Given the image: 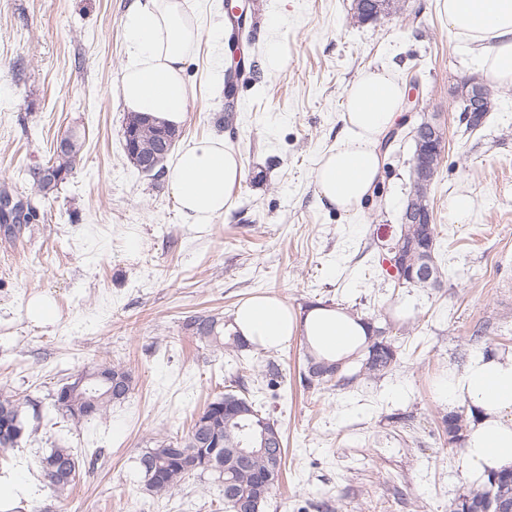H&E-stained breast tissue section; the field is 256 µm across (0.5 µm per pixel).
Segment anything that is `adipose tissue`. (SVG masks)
Instances as JSON below:
<instances>
[{
	"instance_id": "ef3b65f1",
	"label": "adipose tissue",
	"mask_w": 512,
	"mask_h": 512,
	"mask_svg": "<svg viewBox=\"0 0 512 512\" xmlns=\"http://www.w3.org/2000/svg\"><path fill=\"white\" fill-rule=\"evenodd\" d=\"M448 30L480 51L485 75L512 84V0H445ZM128 61L118 83L127 111L177 127L186 119L194 91L185 77L200 39L186 0H132L124 18ZM405 86L387 69L363 72L346 93L344 136L325 153L314 174L321 206L354 210L378 183L380 143L402 116ZM244 176L233 148L217 138L184 146L166 174L176 207L186 223L209 224L227 208ZM234 323L250 344L279 348L296 336L312 351L341 362L365 345V320L327 305L295 311L280 298L259 295L237 306ZM449 410L466 404L463 469L470 479L488 480L512 471V350L477 353L448 373L442 385Z\"/></svg>"
}]
</instances>
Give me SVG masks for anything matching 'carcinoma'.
<instances>
[{
  "instance_id": "obj_1",
  "label": "carcinoma",
  "mask_w": 512,
  "mask_h": 512,
  "mask_svg": "<svg viewBox=\"0 0 512 512\" xmlns=\"http://www.w3.org/2000/svg\"><path fill=\"white\" fill-rule=\"evenodd\" d=\"M494 102H489L481 112H469L466 130L477 131L484 124L488 112L492 111ZM133 131L140 145L151 144L164 133L163 125H145L137 114H127L123 131ZM70 147L67 152L54 155L53 167L68 177L75 169L84 143L76 135H68ZM41 166L24 169L36 190V194L46 197L57 190L63 180L55 183L42 182ZM432 181L412 175L407 197L413 199L420 209H430V187ZM437 225L402 224L395 243L402 245L405 261L404 272L408 277L403 284L416 288H442L445 285V273L438 262ZM424 265L433 270L430 280L417 276V271ZM186 327L192 329L193 335L200 341L216 349L237 351L250 349L242 336L232 330V321H226L214 315H197L191 317ZM305 371L301 375V384L305 388L321 386L332 381L344 386L360 376L375 378L392 372L400 365L399 347L383 331L375 328L368 337L366 345L351 358L357 371L347 376L344 363H328L317 359L310 348L305 346ZM112 377L123 383V388L109 393V386L99 381L85 382L80 393L69 397L66 386L58 388L54 395L53 409L61 416L76 424L102 418L107 415L115 403L128 398L134 390L131 372L120 364L110 367ZM258 375L269 390L279 386L282 370L279 364L269 359L260 365ZM34 402L12 391L0 390V453H6L17 447L22 439L32 434L25 418V408ZM448 444L456 446L462 441L466 426L463 413L455 410L442 418ZM276 429L278 437H283L281 427L276 419L262 413L255 401L232 389L216 395L194 414L193 424L188 433L180 438L159 436L153 439V446L141 450L138 468L143 474L145 490L163 497L175 490L180 483L192 474L210 473L216 476L219 497L229 494L237 501L253 505L251 512H263L268 499L279 485L284 465L285 451L273 449L257 451L249 466L226 464L224 449L245 448L252 441L261 440L263 433ZM44 480L61 498L73 487L80 470L79 455L73 449L59 446L51 449L40 460ZM264 475L269 482L261 483L258 477ZM512 504V478L500 477L488 480L482 489L471 491L466 495L470 500V512H484L487 495Z\"/></svg>"
}]
</instances>
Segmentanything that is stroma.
<instances>
[{"label":"stroma","instance_id":"stroma-1","mask_svg":"<svg viewBox=\"0 0 512 512\" xmlns=\"http://www.w3.org/2000/svg\"><path fill=\"white\" fill-rule=\"evenodd\" d=\"M187 2L202 39L186 67L195 95L180 140L224 138L245 170L209 224L184 223L165 176L140 173L124 152L116 84L130 0H0V195L33 194L21 168L46 164L69 133L84 141L38 217L0 234V388L33 400L25 416L35 429L0 456V485L11 490L0 512H225L207 473L149 495L137 457L156 434L185 435L193 412L237 377L284 435V479L265 512H451L475 484L461 447L445 439L440 387L475 352L512 348V85H494L488 120L467 134L452 89L483 73L449 33L442 0H404L401 13L372 24L354 19L353 0H249L251 33L236 41L223 35L224 0ZM382 66L420 80V107H405L399 131L424 112L445 131L430 205L454 276L440 289L395 286L381 266L410 186L412 140L384 152L380 191L358 209L316 200L315 168L344 134L345 94ZM260 293L296 310L326 301L370 321L399 346L400 365L308 391L301 337L229 353L186 328L199 314L231 317ZM36 295L56 301L53 322L28 319ZM479 323L487 332L477 341ZM265 358L284 375L274 391L254 371ZM98 364L131 371L129 397L87 423L56 416V390ZM58 445L99 455L61 501L40 472Z\"/></svg>","mask_w":512,"mask_h":512}]
</instances>
